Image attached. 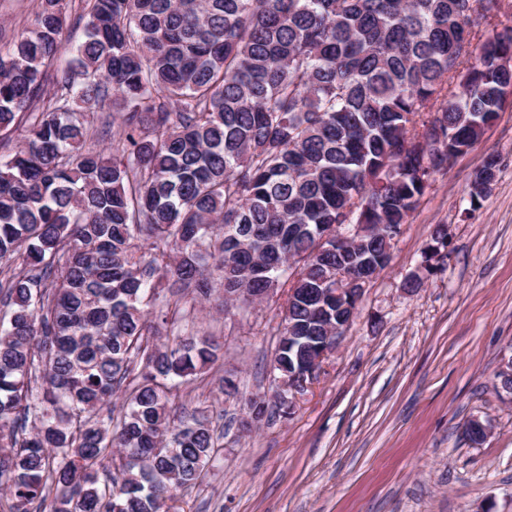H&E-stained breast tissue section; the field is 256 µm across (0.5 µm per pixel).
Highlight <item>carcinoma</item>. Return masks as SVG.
Instances as JSON below:
<instances>
[{
	"instance_id": "cac0c4a2",
	"label": "carcinoma",
	"mask_w": 512,
	"mask_h": 512,
	"mask_svg": "<svg viewBox=\"0 0 512 512\" xmlns=\"http://www.w3.org/2000/svg\"><path fill=\"white\" fill-rule=\"evenodd\" d=\"M81 2L84 39L64 36ZM501 0H40L0 45V492L7 512H161L214 459L174 413L221 357L159 343L215 286L296 293L277 377L348 320L313 294L384 238L336 254L327 224L406 223L433 174L512 99ZM119 114L112 150L98 113ZM490 155L471 204L496 175ZM180 292L161 307L157 281Z\"/></svg>"
}]
</instances>
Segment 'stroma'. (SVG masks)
<instances>
[{
	"label": "stroma",
	"mask_w": 512,
	"mask_h": 512,
	"mask_svg": "<svg viewBox=\"0 0 512 512\" xmlns=\"http://www.w3.org/2000/svg\"><path fill=\"white\" fill-rule=\"evenodd\" d=\"M500 170L478 206L470 183L487 154ZM448 227L435 273L421 253ZM418 277L419 288L405 286ZM277 300L250 313L199 300L181 335L207 332L224 357L186 384L180 404L209 418L220 450L176 512H512V106L481 140L432 176L366 284L357 313L289 417L244 431L246 402L270 395ZM232 376L238 392L221 393ZM487 422L470 442L464 423Z\"/></svg>",
	"instance_id": "35a3bbf8"
}]
</instances>
